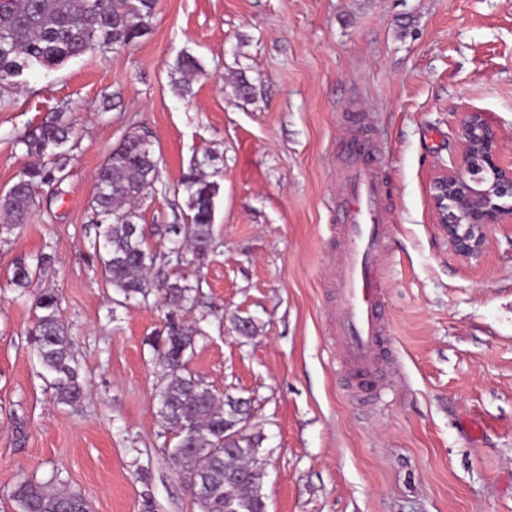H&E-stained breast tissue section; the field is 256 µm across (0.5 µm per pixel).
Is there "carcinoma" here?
Listing matches in <instances>:
<instances>
[{
    "label": "carcinoma",
    "instance_id": "obj_1",
    "mask_svg": "<svg viewBox=\"0 0 512 512\" xmlns=\"http://www.w3.org/2000/svg\"><path fill=\"white\" fill-rule=\"evenodd\" d=\"M156 5L157 0H0V99L28 71L55 68L112 44L135 45L147 33ZM76 136L73 113L61 106L15 137L14 144L29 163L0 195L1 242L9 240L36 209L39 187L66 178ZM95 181L92 248L103 279L125 301L139 297L146 303L156 294L167 308L153 348L164 372L156 394L157 415L176 439L170 457L186 470L200 512H224L230 496L243 501V512H264L259 439L235 437L240 420L249 415V405L219 397L187 370L186 353L202 331L186 325L181 312L193 302L198 285L190 282L189 273L172 279L165 271L173 261L182 263L185 250L198 258L212 250L219 182L205 171V162L190 164L180 180L186 222L156 227L170 243L167 251L157 253L146 243L140 208L157 193L160 182L159 158L145 135L128 132L98 168ZM52 264L49 253L36 256L33 263L19 259L9 285L22 297ZM35 308L39 313L27 332L29 343L57 403L76 406L85 390L74 341L60 318L58 296L42 291ZM12 497L18 512L89 510L79 492L57 489L50 480L23 478Z\"/></svg>",
    "mask_w": 512,
    "mask_h": 512
}]
</instances>
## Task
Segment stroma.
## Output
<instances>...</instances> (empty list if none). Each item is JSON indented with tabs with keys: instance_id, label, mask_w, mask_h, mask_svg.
<instances>
[{
	"instance_id": "1",
	"label": "stroma",
	"mask_w": 512,
	"mask_h": 512,
	"mask_svg": "<svg viewBox=\"0 0 512 512\" xmlns=\"http://www.w3.org/2000/svg\"><path fill=\"white\" fill-rule=\"evenodd\" d=\"M200 61L191 77L182 53ZM253 85L240 98L236 74ZM189 83L180 96L176 84ZM0 108V193L27 159L14 137L68 103L78 139L61 185L0 242V512L18 480H55L90 512H199L157 416L151 340L164 309L120 305L91 246L95 173L132 129L160 153L165 192L143 202L148 242L185 209L177 183L216 154L213 250L183 319L187 367L251 402L266 512H512V224L480 258L435 224L428 184L458 150L459 113H488L512 159V0H158L137 46L24 73ZM111 109H104V102ZM364 114L392 198L384 288L397 352L369 408L346 394L331 334L346 115ZM53 254L29 296L16 259ZM59 297L86 397L53 401L27 340L40 290ZM254 322L250 336L237 319ZM24 422L16 437L15 419Z\"/></svg>"
}]
</instances>
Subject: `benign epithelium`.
I'll list each match as a JSON object with an SVG mask.
<instances>
[{
	"instance_id": "benign-epithelium-1",
	"label": "benign epithelium",
	"mask_w": 512,
	"mask_h": 512,
	"mask_svg": "<svg viewBox=\"0 0 512 512\" xmlns=\"http://www.w3.org/2000/svg\"><path fill=\"white\" fill-rule=\"evenodd\" d=\"M457 139L458 153L429 183V201L455 250L477 258L489 227L512 223V162L500 161L498 131L485 112L461 113Z\"/></svg>"
}]
</instances>
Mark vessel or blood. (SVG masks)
<instances>
[{
    "instance_id": "b4317fda",
    "label": "vessel or blood",
    "mask_w": 512,
    "mask_h": 512,
    "mask_svg": "<svg viewBox=\"0 0 512 512\" xmlns=\"http://www.w3.org/2000/svg\"><path fill=\"white\" fill-rule=\"evenodd\" d=\"M342 202L336 211L338 259L330 271L336 284L332 334L350 389L370 407L395 359L381 260L391 236L383 153L363 117L347 116L338 145Z\"/></svg>"
}]
</instances>
